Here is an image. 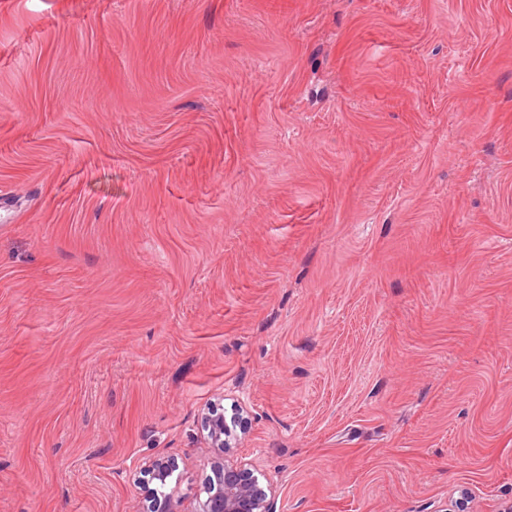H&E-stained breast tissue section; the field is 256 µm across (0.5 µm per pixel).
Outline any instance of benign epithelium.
Instances as JSON below:
<instances>
[{
	"instance_id": "7a95c632",
	"label": "benign epithelium",
	"mask_w": 512,
	"mask_h": 512,
	"mask_svg": "<svg viewBox=\"0 0 512 512\" xmlns=\"http://www.w3.org/2000/svg\"><path fill=\"white\" fill-rule=\"evenodd\" d=\"M238 428L244 429V422L238 417L228 421L224 411L214 408L204 413L202 437L209 448L210 474L203 486L204 497L197 499L191 512H276L272 485L260 481L247 465L227 456L228 449L237 443ZM176 470V463L170 459L151 462L147 472L157 488L135 512H182L181 502L164 492Z\"/></svg>"
}]
</instances>
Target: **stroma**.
Wrapping results in <instances>:
<instances>
[{
  "label": "stroma",
  "mask_w": 512,
  "mask_h": 512,
  "mask_svg": "<svg viewBox=\"0 0 512 512\" xmlns=\"http://www.w3.org/2000/svg\"><path fill=\"white\" fill-rule=\"evenodd\" d=\"M512 503V0H0V512ZM244 430L239 417L227 423L224 411L207 409L202 417V437L209 448L207 476L191 512H276L272 485L264 484L246 464L231 460L228 448L237 443L236 428ZM176 470L177 465L174 460L158 458L151 462L147 472L150 481L155 482L157 488L152 498L138 505L135 512H183L180 510L181 502L175 500L172 493L163 491Z\"/></svg>",
  "instance_id": "35a3bbf8"
}]
</instances>
